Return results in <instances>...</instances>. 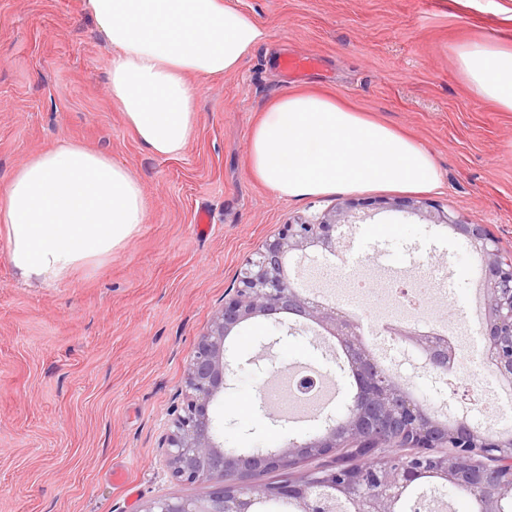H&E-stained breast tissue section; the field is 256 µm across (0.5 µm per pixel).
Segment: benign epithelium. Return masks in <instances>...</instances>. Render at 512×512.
<instances>
[{
    "instance_id": "1",
    "label": "benign epithelium",
    "mask_w": 512,
    "mask_h": 512,
    "mask_svg": "<svg viewBox=\"0 0 512 512\" xmlns=\"http://www.w3.org/2000/svg\"><path fill=\"white\" fill-rule=\"evenodd\" d=\"M424 205L407 198L390 207L447 225L482 256L483 354L498 377L512 383V254L504 253L483 225ZM359 207L349 201L315 222L285 224L243 261L237 287L198 339L185 369L181 411L162 440L171 476L183 483H206L209 491L193 498H157L141 512H252L256 502L270 499H289L296 512H332L336 500L348 503L351 512H398L408 488L426 474L475 494L481 512H501L502 499L512 495V469H505L512 464V434L486 435L465 421L451 428L439 423L411 396L398 374L365 349L358 323L336 306L300 291L286 274L285 260L291 255L306 258L311 252L334 255L341 250V228L363 224L368 217ZM280 314L296 317V330L312 323L346 344L359 384L351 399L354 411L336 423L328 417L321 431L290 438L277 448L230 452L224 449L215 411L224 392L234 387L236 368L228 356V337L245 322ZM392 335L403 337L422 354L426 372L447 377L454 351L439 349L408 324L394 325ZM450 444L451 456H440L438 449ZM390 447L404 449L390 466L322 467L278 484L248 481L259 472L290 470L305 459L333 455L338 448H365L385 456Z\"/></svg>"
}]
</instances>
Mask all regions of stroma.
<instances>
[{
	"label": "stroma",
	"mask_w": 512,
	"mask_h": 512,
	"mask_svg": "<svg viewBox=\"0 0 512 512\" xmlns=\"http://www.w3.org/2000/svg\"><path fill=\"white\" fill-rule=\"evenodd\" d=\"M269 36L235 72L194 81L197 130L173 158L149 154L113 102L110 45L83 0H0V190L33 155L75 142L110 155L141 185L147 220L112 257L75 269L63 282L23 281L0 236V512H141L164 496L197 497L203 484L172 479L161 453L167 424L182 403L186 363L243 260L282 224L316 219L355 199L367 224L346 228L370 257L369 315L389 306L391 283L379 268L407 253L448 274L452 296L421 282L425 311L454 328L469 360L459 399L426 374L413 351L376 342L420 401L467 413L485 380L470 319L473 255L448 227L379 208L401 192L373 188L281 198L247 170L250 134L272 98L304 84L332 87L433 155L440 187L419 200L481 224L512 253V112L499 111L460 77L455 46L464 36L512 41V0H233ZM315 55L318 67L290 73V56ZM212 222L198 234L194 214ZM324 259L291 258L292 282L334 300ZM291 319L257 318L230 342L235 387L219 405L225 448H274L321 428L317 419L281 427L261 411L241 414L257 385L279 370L315 361L341 391L328 412L346 413L353 391L327 345L292 330ZM270 344L261 358L262 344ZM260 364H253V357Z\"/></svg>",
	"instance_id": "obj_1"
}]
</instances>
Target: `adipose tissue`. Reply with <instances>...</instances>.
<instances>
[{
	"label": "adipose tissue",
	"instance_id": "ef3b65f1",
	"mask_svg": "<svg viewBox=\"0 0 512 512\" xmlns=\"http://www.w3.org/2000/svg\"><path fill=\"white\" fill-rule=\"evenodd\" d=\"M112 48V100L139 143L181 155L197 128L198 76L236 71L267 31L231 0H84ZM469 88L512 112V44L467 39L455 49ZM250 175L278 196L304 198L386 187L436 188L431 152L316 86L273 98L255 124ZM147 218L140 184L107 154L67 142L32 157L0 192V233L23 281L53 285L111 257Z\"/></svg>",
	"mask_w": 512,
	"mask_h": 512
}]
</instances>
